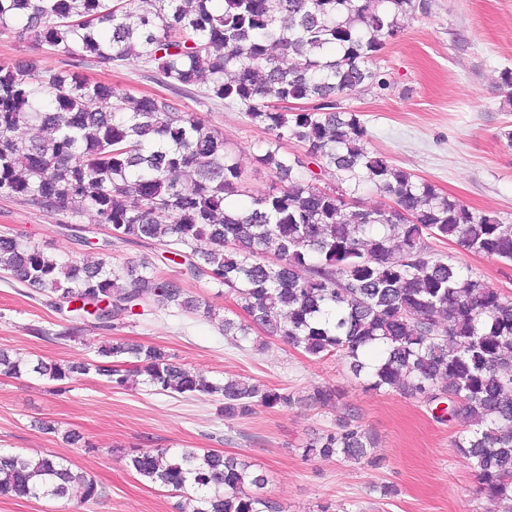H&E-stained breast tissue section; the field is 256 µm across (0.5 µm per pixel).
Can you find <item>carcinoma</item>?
<instances>
[{
  "mask_svg": "<svg viewBox=\"0 0 512 512\" xmlns=\"http://www.w3.org/2000/svg\"><path fill=\"white\" fill-rule=\"evenodd\" d=\"M426 0H0V33L13 32L75 60H139L161 82L244 107L269 135L257 161L281 186L228 203L244 171L224 138L166 99L127 95L75 71L0 65V197L71 218L92 213L122 242L156 240L154 260L115 266L62 260L36 243L0 235V272L49 296L61 312L112 328L142 305L193 312L200 300L163 279L158 263L183 258L186 275L222 287L246 322L321 361L335 358L373 391H394L463 414L453 447L476 472L488 512H512V299L426 238L512 262V224L468 209L366 147L368 131L339 99L383 86L373 60L400 32L399 17ZM306 101L305 109L283 103ZM296 141L310 163L282 151ZM314 164L318 171L309 168ZM336 172L337 190L318 186ZM371 187L390 200H353ZM92 363L40 360L55 391L94 371L113 388L133 378L163 395L218 397L227 421L293 395L247 379L209 380L165 349L105 342ZM22 357L0 350V376ZM372 436L353 420L313 438L307 460L374 462ZM130 468L182 498L179 512H285L263 494L266 472L193 448L138 449ZM94 504L98 483L55 454L0 449V495Z\"/></svg>",
  "mask_w": 512,
  "mask_h": 512,
  "instance_id": "1",
  "label": "carcinoma"
}]
</instances>
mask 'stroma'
Instances as JSON below:
<instances>
[{
  "instance_id": "1",
  "label": "stroma",
  "mask_w": 512,
  "mask_h": 512,
  "mask_svg": "<svg viewBox=\"0 0 512 512\" xmlns=\"http://www.w3.org/2000/svg\"><path fill=\"white\" fill-rule=\"evenodd\" d=\"M35 61L60 68L63 53L0 36V64ZM374 66L389 86L360 87L341 107L360 114L370 151L469 209L512 222V106L501 74L512 70V0H428L401 20V31L377 55ZM80 73L134 96L167 99L197 113L218 130L246 171L249 192L270 190L273 180L256 161L264 147L262 128L241 107L183 95L156 83L141 63H83ZM66 217L21 200L0 197V234L30 238L63 257H94L98 251L67 235ZM434 253L468 267L501 293L512 296V263L466 251L457 242L428 238ZM161 277L179 282L211 306L203 312L151 311L113 320L105 330L61 314L50 297L0 273V349L31 358L88 362L102 342L120 338L160 346L192 372L211 380L249 378L296 397L292 407H257L244 420L225 421L215 397L167 396L134 383L118 390L90 373L53 392L34 374L0 377V448L68 457L102 487L97 503L73 499L0 498V512H178V497L144 481L128 465L134 448H196L229 454L261 466L269 477L267 497L286 512H487L470 462L452 446L465 417L437 420L428 406L396 392L366 390L336 359H309L278 338L238 343L224 335L221 319L240 313L234 296L187 278L179 266H163ZM72 328L71 338L56 334ZM335 388L326 406L311 403L315 388ZM355 414L376 442L380 466L342 457L304 460L315 434ZM81 433L86 447L66 444L62 431ZM384 484L395 486L390 496Z\"/></svg>"
}]
</instances>
